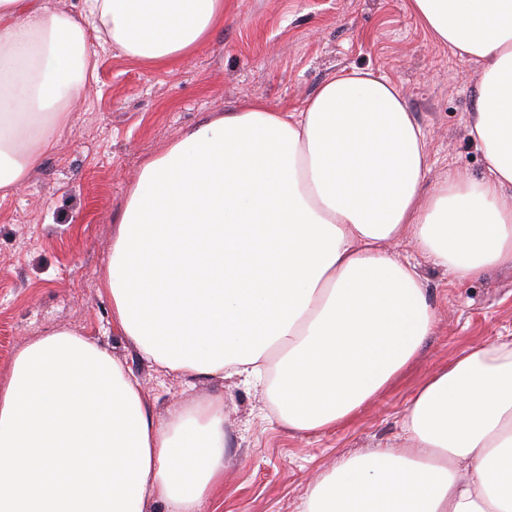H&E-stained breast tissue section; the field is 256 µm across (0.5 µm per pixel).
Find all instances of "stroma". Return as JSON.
I'll return each instance as SVG.
<instances>
[{
    "label": "stroma",
    "instance_id": "obj_1",
    "mask_svg": "<svg viewBox=\"0 0 512 512\" xmlns=\"http://www.w3.org/2000/svg\"><path fill=\"white\" fill-rule=\"evenodd\" d=\"M342 71L400 89L429 143L428 182L451 172L487 176L469 135L480 65L438 42L410 0H224V21L207 43L169 67L103 52L71 127L27 183L0 198V383L25 344L68 328L138 378L156 417L223 394L224 483L207 512H297L309 484L339 458L402 447L399 422L418 386L461 351L512 333L511 270L459 284L414 243L393 245L416 264L435 327L396 382L351 422L319 435L268 422L263 396L238 380L163 372L121 336L102 288L127 193L148 158L242 103L301 109Z\"/></svg>",
    "mask_w": 512,
    "mask_h": 512
}]
</instances>
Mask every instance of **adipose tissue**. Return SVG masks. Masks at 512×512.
Returning <instances> with one entry per match:
<instances>
[{
  "mask_svg": "<svg viewBox=\"0 0 512 512\" xmlns=\"http://www.w3.org/2000/svg\"><path fill=\"white\" fill-rule=\"evenodd\" d=\"M482 65L469 134L489 175L427 184L426 137L388 80L339 74L298 112L208 118L130 188L104 276L112 319L169 371L236 378L288 430L348 423L435 323L410 239L457 283L512 268V0H411ZM224 0H0V190L22 187L73 118L102 51L195 52ZM403 449L319 475L299 512H512V336L429 376ZM224 479V397L157 419L139 383L68 329L21 349L0 386V512H203Z\"/></svg>",
  "mask_w": 512,
  "mask_h": 512,
  "instance_id": "obj_1",
  "label": "adipose tissue"
}]
</instances>
